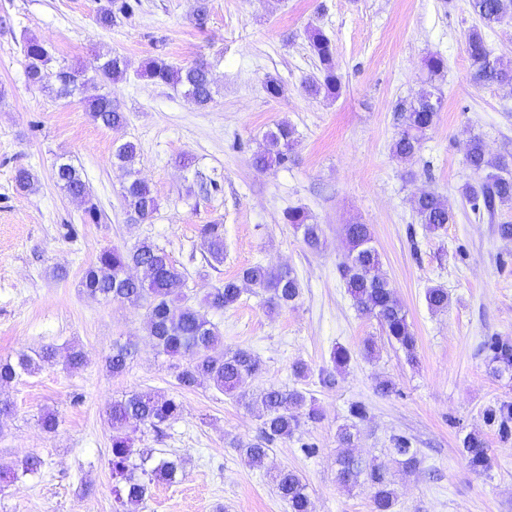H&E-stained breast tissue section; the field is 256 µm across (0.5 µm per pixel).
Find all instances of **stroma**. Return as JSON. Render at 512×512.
I'll use <instances>...</instances> for the list:
<instances>
[{
	"mask_svg": "<svg viewBox=\"0 0 512 512\" xmlns=\"http://www.w3.org/2000/svg\"><path fill=\"white\" fill-rule=\"evenodd\" d=\"M98 0H0V358L46 345H78L85 361L72 370L58 362L0 390L13 405L0 418V466L37 456L39 475L0 482V512H115L112 430L107 411L130 391L175 398L180 418L163 435L145 430L135 448L180 459L173 481L152 484L139 512H288L275 494L268 466L287 467L308 485L312 512H371L369 486L336 481L340 426L355 434L353 455L389 465L395 512H512V437L502 438L488 408L512 402V372L488 363L491 340L512 344V207L495 219L476 216L461 188L479 175L466 165L472 136H481L491 162L512 164V86H476L466 36L475 25L469 0H209L204 25L192 17L194 0H141L111 27L96 21ZM327 36L341 79L338 96L312 98L302 83L317 61L311 30ZM34 38L55 63L82 70L83 93L61 98L30 85L24 46ZM116 53L127 74L105 85L92 75L100 55ZM446 62L436 86L437 124L415 157L396 159L391 144L400 126L396 105L419 90L424 60ZM177 67L203 61L214 79L213 100L200 109L182 89L141 78L147 58ZM283 92L269 97L267 78ZM107 94L127 116L118 129L90 118L87 97ZM296 129L288 164L256 170L265 133L279 121ZM137 149L135 166L152 187V218L128 222L123 176L112 152ZM189 155V168L177 166ZM82 173L101 211L84 220V207L55 182L59 159ZM35 178L30 191L15 182L18 169ZM435 192L454 214L429 233L414 205ZM304 209L323 229L310 249L284 213ZM224 226V261L207 266L201 229ZM369 225L388 277L417 337V362L388 343L376 319L359 313L339 267L347 252L343 227ZM147 238L164 248L183 274L182 291L199 305L212 288L247 266L287 267L302 294L294 306L268 311L263 295L246 288L239 302L209 319L227 349L246 348L265 371L243 391L274 385L303 391L322 418L276 442L267 467L248 464L232 439H253L261 421L237 397L201 383L180 387L166 357L145 330L144 309L88 297L80 281L100 250L126 248ZM448 290L447 310L431 311L427 288ZM378 351L366 357L365 339ZM131 342L138 356L119 375L105 359L114 341ZM351 353L333 387L320 373L332 369L336 346ZM310 373L297 378L296 362ZM393 393L378 390L382 380ZM363 404L365 419L350 415ZM59 420L55 432L39 422ZM491 450L490 470L476 471L459 454L467 434ZM403 436L422 459L418 472L392 466L387 453Z\"/></svg>",
	"mask_w": 512,
	"mask_h": 512,
	"instance_id": "obj_1",
	"label": "stroma"
}]
</instances>
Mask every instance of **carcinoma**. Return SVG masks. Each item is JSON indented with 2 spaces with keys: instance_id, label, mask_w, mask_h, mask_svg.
<instances>
[{
  "instance_id": "cac0c4a2",
  "label": "carcinoma",
  "mask_w": 512,
  "mask_h": 512,
  "mask_svg": "<svg viewBox=\"0 0 512 512\" xmlns=\"http://www.w3.org/2000/svg\"><path fill=\"white\" fill-rule=\"evenodd\" d=\"M472 12L479 24L473 26L466 37V51L471 61V79L477 86L512 85V64L492 56L485 30L503 21L504 14L512 8V0H469ZM135 5L129 0H104L97 10V22L103 27L112 26L119 17L133 15ZM310 48L320 62V75L303 82L310 95L324 94L334 97L341 88L336 75V65L330 40L320 31L309 34ZM27 80L35 86H43L49 80L57 84L59 97L74 95L85 84L81 71L60 66L51 69L52 57L40 42L29 39L24 49ZM427 76L418 95L402 100L396 106L400 117V132L391 146L393 156L401 161L411 160L427 132L437 123L442 109V99L436 93L435 80L445 68L441 56H432L425 64ZM127 65L119 55L104 57L97 65L96 77L102 82L119 80ZM140 76L157 83L184 88V94L197 106L204 107L212 99L210 70L204 63L189 67H175L162 58L151 57L141 66ZM93 121L106 127L121 126L126 117L112 104L106 95L93 97L86 102ZM296 130L287 121H281L266 135L265 149L257 153L253 166L264 171L274 165L288 162ZM113 163L124 172L122 197L130 220L142 223L157 210L158 201L148 183L135 168L136 146L131 142L119 145L112 156ZM466 163L475 173L488 166L485 145L481 137H473L467 147ZM502 174L488 175L474 185L466 183L461 194L474 213L493 217L500 205H512V171L500 165ZM57 183L73 196L83 199L86 220L96 223L100 210L83 180L80 170L69 162H59L55 168ZM418 223L430 231H439L454 221V215L433 192L422 193L415 201ZM286 223L302 234L304 242L317 249L322 245L320 225L310 222V216L302 209L294 208L284 214ZM348 242L346 260L340 266V274L357 310L377 319L384 335L392 345L405 352L407 360H416L417 339L407 320V312L395 294L389 279L381 272L380 255L372 244V233L366 224H348L345 227ZM208 265L224 262V227L214 222L202 229ZM146 265L153 270L147 280L133 281L128 277L132 267ZM183 282V274L176 267L165 249L146 240L133 246L101 251L96 262L90 265L81 279L85 293L106 300L142 307L146 312V332L158 353L171 359L183 360L178 367L176 380L182 387H192L207 381L221 392L235 395L246 407L258 412L262 419L259 435L249 441L235 440L233 447L253 466L263 467L269 458L270 446L292 437L304 420H317L320 414L307 406L306 395L297 390H282L271 386L256 393L239 392L247 378L262 373L261 361L243 348L217 351L221 344L220 331L208 318L207 310L222 311L233 307L241 298L243 286L250 285L265 295V305L275 311L292 305L301 295V284L289 268H271L260 263L244 268L236 277L224 281L203 299V309L186 303L176 283ZM425 300L428 307L441 312L448 309V289L441 286L427 288ZM490 362L497 372L512 370V345L500 341L490 344ZM136 354L130 343L115 341L106 358V366L114 375L126 370ZM63 361L72 369L80 368L84 355L76 346L64 350L47 345L34 354L17 353L15 359L0 360V389L24 375H31L45 365ZM181 406L174 399L155 392H131L112 401L108 420L112 427V494L118 504L117 512H136L145 500L150 484L172 477L179 463L174 459L154 456L151 448H132L131 434L146 427L160 435L163 427L176 421ZM488 419L498 423L499 432L508 437L512 432V404H500L487 411ZM461 454L470 467L484 471L492 466V457L484 440L476 434H468L461 440ZM393 460L402 470L415 472L421 465L417 449L410 447L404 437L394 441L390 449ZM40 458L31 456L21 460L15 468H0V482H13L22 476L38 473ZM338 484L351 488L360 483L373 489L372 512H394L397 496L388 472L370 460L342 455L338 458L336 474ZM273 488L277 496L288 506V512H311L310 499L303 477L293 469L278 468L272 474Z\"/></svg>"
}]
</instances>
